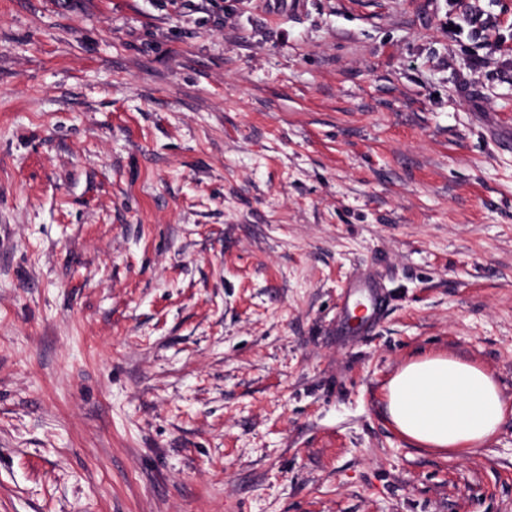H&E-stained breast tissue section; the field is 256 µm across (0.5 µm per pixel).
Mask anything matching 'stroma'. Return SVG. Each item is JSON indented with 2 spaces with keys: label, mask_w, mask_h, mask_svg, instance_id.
Here are the masks:
<instances>
[{
  "label": "stroma",
  "mask_w": 512,
  "mask_h": 512,
  "mask_svg": "<svg viewBox=\"0 0 512 512\" xmlns=\"http://www.w3.org/2000/svg\"><path fill=\"white\" fill-rule=\"evenodd\" d=\"M433 355L512 399V0H0V512H512ZM387 399L389 417L402 436L450 453L485 445L510 410L489 373L446 356L408 362L389 381Z\"/></svg>",
  "instance_id": "stroma-1"
}]
</instances>
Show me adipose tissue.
Segmentation results:
<instances>
[{"mask_svg": "<svg viewBox=\"0 0 512 512\" xmlns=\"http://www.w3.org/2000/svg\"><path fill=\"white\" fill-rule=\"evenodd\" d=\"M387 399L389 417L402 436L451 453L485 445L512 409L483 368L446 356L408 362L389 381Z\"/></svg>", "mask_w": 512, "mask_h": 512, "instance_id": "ef3b65f1", "label": "adipose tissue"}]
</instances>
